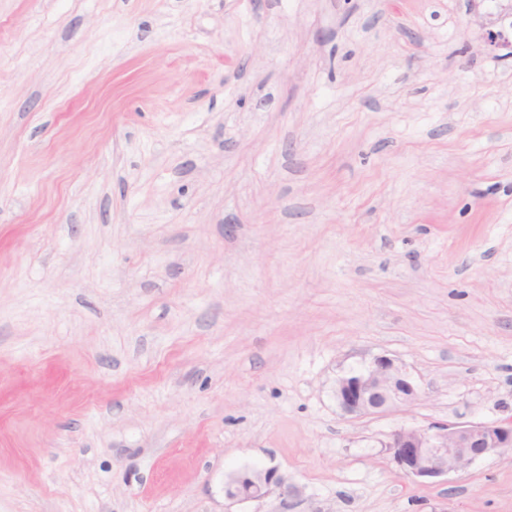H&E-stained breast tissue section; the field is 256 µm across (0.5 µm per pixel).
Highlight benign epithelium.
Returning a JSON list of instances; mask_svg holds the SVG:
<instances>
[{"label": "benign epithelium", "mask_w": 512, "mask_h": 512, "mask_svg": "<svg viewBox=\"0 0 512 512\" xmlns=\"http://www.w3.org/2000/svg\"><path fill=\"white\" fill-rule=\"evenodd\" d=\"M512 19V2L495 15L479 20L489 42L503 40L498 30ZM334 394L340 409L354 417L375 416L420 397V389L406 367L387 356L375 357L365 368L337 378ZM385 448L396 466L410 479L433 483L467 469L492 454L512 452V423L470 422L434 424L425 428L403 427L394 432ZM296 492L283 485L275 467H250L229 475L224 497L231 505L260 501L274 494Z\"/></svg>", "instance_id": "obj_1"}]
</instances>
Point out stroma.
Returning a JSON list of instances; mask_svg holds the SVG:
<instances>
[{"label":"stroma","mask_w":512,"mask_h":512,"mask_svg":"<svg viewBox=\"0 0 512 512\" xmlns=\"http://www.w3.org/2000/svg\"><path fill=\"white\" fill-rule=\"evenodd\" d=\"M495 0H0V512H512L402 427L512 422ZM421 395L351 417L371 358ZM505 5H502L500 11L495 15H485L484 17L478 16L479 24L487 30V39L493 45H499V41L503 40L504 35L501 30L495 31L493 28L501 26L506 20L512 19V1L507 0ZM224 497L229 505L260 501L274 494L288 498L296 493L295 488L288 490L283 485L276 467H250L228 476Z\"/></svg>","instance_id":"stroma-1"}]
</instances>
